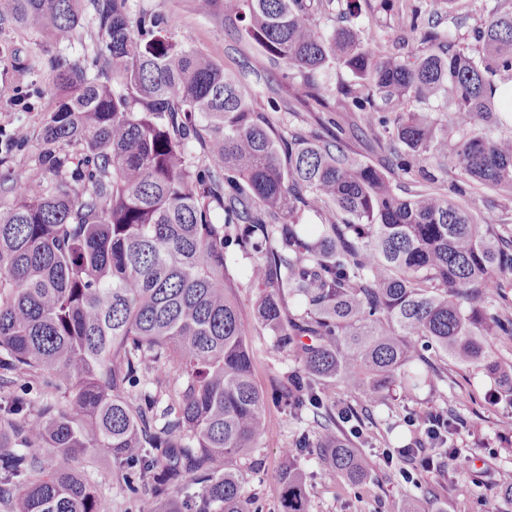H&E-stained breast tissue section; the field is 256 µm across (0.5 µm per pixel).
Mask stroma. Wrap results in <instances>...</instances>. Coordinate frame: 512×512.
<instances>
[{
  "mask_svg": "<svg viewBox=\"0 0 512 512\" xmlns=\"http://www.w3.org/2000/svg\"><path fill=\"white\" fill-rule=\"evenodd\" d=\"M133 9H148L169 16L174 22L175 40L188 49L202 50L223 64L250 91L262 111L277 107L281 133L315 131L320 116L318 106L299 93V81L288 80L282 69H257L254 43L241 37L240 22L235 18H210L198 14L194 0H131ZM0 44L8 45V54L0 56V134L9 135L16 127L27 131L25 140L7 157L0 159V178L15 176L17 171L37 166L43 126L54 105V75L48 65V53L30 37L11 25L0 26ZM251 340L255 352L254 376L261 388H269L274 379L285 378L294 363L276 351L274 338L259 325H252ZM419 386L414 392L394 388L388 400L366 405L343 389L328 392L331 403L356 409L360 434L350 441L366 457L370 474L357 488L314 454L301 458L307 476L308 512H391L395 502L415 504L417 512H436L437 501L448 504V512H512L497 492L512 483V404L491 398L493 383L483 373L463 372L448 367L445 361L430 358L414 362ZM441 406L459 430L454 439L461 448L476 449L477 455L463 467L440 466L422 473L417 481L405 482V458L385 464L383 450H396L414 443L415 433L406 424L410 411ZM267 431L251 456L237 459L244 471L246 488L254 494L263 512H278L281 487L276 473L282 451L291 447L300 433H315L311 416L292 419L276 406L267 409ZM260 463L259 472H251V463ZM108 499L111 512H147L148 497L131 499L123 483V470L103 457L83 464ZM467 484L468 498L456 496L455 487Z\"/></svg>",
  "mask_w": 512,
  "mask_h": 512,
  "instance_id": "stroma-1",
  "label": "stroma"
}]
</instances>
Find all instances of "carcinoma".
I'll use <instances>...</instances> for the list:
<instances>
[{
	"mask_svg": "<svg viewBox=\"0 0 512 512\" xmlns=\"http://www.w3.org/2000/svg\"><path fill=\"white\" fill-rule=\"evenodd\" d=\"M506 2L482 6L472 54L451 40L467 16L381 0L397 38L420 45L401 61L387 36L314 23L346 18L351 0H195L202 15L245 22L263 67L303 80L328 113L324 133L307 136L278 133L224 66L173 40L166 15H133L129 0H0V22L46 50L71 44L90 7L93 65L112 73L103 82L79 60H51L58 96L38 178H4L0 370L64 400L0 396L4 512H109L81 467L89 454L123 466L126 490L149 491L152 512H261L233 461L263 437L270 400L321 428L284 449L278 472V512H308L300 453L352 485L369 475L326 389L375 402L410 385L408 367L431 351L483 372L492 398L512 396V370L492 350L512 339V224L478 208L490 203L480 190L512 191V136L471 132L496 122L497 80L512 78ZM333 66L354 80L329 93L315 75ZM439 96L454 106L444 130L425 111ZM339 112L360 114L412 189L398 193L387 169L343 148ZM444 169L456 178L439 179ZM304 211L325 222L302 228ZM233 248L252 256L263 288L254 319L301 363L269 396L254 379ZM168 370L160 411L147 383ZM188 486L198 491L173 496Z\"/></svg>",
	"mask_w": 512,
	"mask_h": 512,
	"instance_id": "carcinoma-1",
	"label": "carcinoma"
}]
</instances>
